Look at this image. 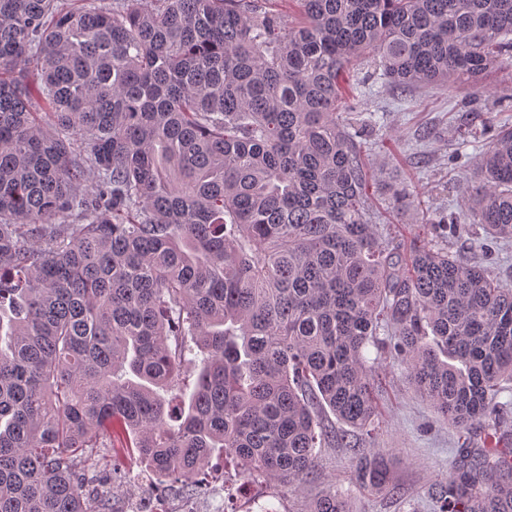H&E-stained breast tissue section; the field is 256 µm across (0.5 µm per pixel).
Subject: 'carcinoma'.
Returning a JSON list of instances; mask_svg holds the SVG:
<instances>
[{"instance_id":"carcinoma-1","label":"carcinoma","mask_w":512,"mask_h":512,"mask_svg":"<svg viewBox=\"0 0 512 512\" xmlns=\"http://www.w3.org/2000/svg\"><path fill=\"white\" fill-rule=\"evenodd\" d=\"M85 2L0 0V512H111L86 475L114 436L186 487L222 452L299 488L339 443L384 489L350 440L380 428L370 345L463 431L440 512H512V288L463 247L395 252L341 86L369 54L397 88L478 82L512 0ZM476 183L462 219L512 239V128Z\"/></svg>"}]
</instances>
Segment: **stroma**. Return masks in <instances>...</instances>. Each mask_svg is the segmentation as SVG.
Returning a JSON list of instances; mask_svg holds the SVG:
<instances>
[{"label":"stroma","mask_w":512,"mask_h":512,"mask_svg":"<svg viewBox=\"0 0 512 512\" xmlns=\"http://www.w3.org/2000/svg\"><path fill=\"white\" fill-rule=\"evenodd\" d=\"M482 85L479 91L464 82L403 91L367 59L356 64L346 80L345 95L359 115L367 163H384L387 172L422 204L421 209L401 214L390 199L386 178L376 177L370 183L373 209L400 252H408L413 243L426 244L429 224L440 217L465 211L478 158L498 129L512 126V107L500 102L512 94V66L500 61L487 71ZM377 385L381 428L361 446L385 451L389 490L370 491L356 484L354 461L342 448L324 449L319 477L300 489L245 478L240 468L218 454L209 472L217 478L232 477L235 496L210 499L212 512H303L332 484L348 493L353 512H439L429 488L448 474L457 433L415 391L403 366L384 364ZM115 454L112 448L98 450L97 467L87 486L91 494L108 491L113 512H127L130 500L141 502L149 494L174 503L189 498V491L173 481L157 480L138 463L114 467Z\"/></svg>","instance_id":"stroma-1"}]
</instances>
